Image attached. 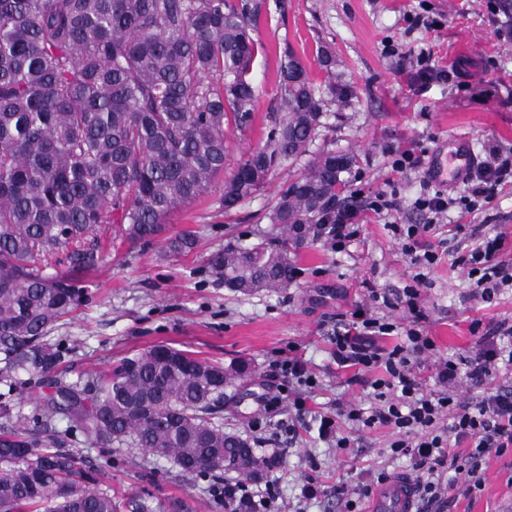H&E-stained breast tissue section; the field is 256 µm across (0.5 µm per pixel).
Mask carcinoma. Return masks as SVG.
Wrapping results in <instances>:
<instances>
[{
	"label": "carcinoma",
	"mask_w": 512,
	"mask_h": 512,
	"mask_svg": "<svg viewBox=\"0 0 512 512\" xmlns=\"http://www.w3.org/2000/svg\"><path fill=\"white\" fill-rule=\"evenodd\" d=\"M258 7L250 0H0V512H183L179 500L101 487L100 467L61 447L56 422L102 449L126 446L214 480H250L279 465L219 422L226 388L252 372L155 345L102 375L58 378L69 347L55 324L89 299L61 264L100 261L85 240L103 224L150 242L168 215L224 171L226 127L246 124ZM284 116L224 180L229 213L271 172L309 151L322 99L293 51L280 62ZM354 157L325 151L283 189L268 219L277 235L230 244L212 261L224 287L278 292L298 275L293 256L329 231ZM185 231L164 253L195 249ZM25 375L43 390L30 413L13 391Z\"/></svg>",
	"instance_id": "1"
}]
</instances>
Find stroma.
I'll return each mask as SVG.
<instances>
[{
    "label": "stroma",
    "instance_id": "1",
    "mask_svg": "<svg viewBox=\"0 0 512 512\" xmlns=\"http://www.w3.org/2000/svg\"><path fill=\"white\" fill-rule=\"evenodd\" d=\"M259 15L253 33L258 52L252 78L258 89L254 112L243 128L229 126L224 172L194 202L178 207L167 219L169 234L195 233L191 253L163 257L162 245L132 244L113 238L112 225L100 227L102 260L89 271L74 272L91 298L57 323L52 334L71 349L68 379L111 370L120 359L156 344L188 350L221 364L250 360L254 371L228 389L224 428L248 439H264L256 455H277L278 466L264 480L279 489L276 512H297L300 487L315 478L324 494L307 512H337L336 489L345 487L366 506L359 488L375 473L411 474L409 460L392 458V430L378 425L351 436L342 450L318 440L316 431H301L289 443L288 401L263 415L260 400L277 391L280 365L289 351L307 362L316 381L307 407L312 414H334L337 403L364 408L373 403L371 374L338 367L333 347L318 330L325 321L349 315L357 304H369L370 290L396 295L412 285L415 273L402 255L384 218L361 216L360 235L337 253L317 241L299 251L296 280L285 290L243 295L217 280L211 258L228 243L249 244L270 235L266 215L288 180L300 174L311 158L324 151L355 157L348 186L338 207H358L375 194L396 192L402 205L401 224L423 223L413 209L425 193L423 171L402 176L392 169V152L411 143L431 151L437 141L456 132L468 135L478 159L493 143L512 152V36L500 35L507 16L503 0H253ZM305 62L323 101V124L307 155L274 169L265 185L231 213L220 207L224 178L248 153L263 146L282 117L280 60L285 50ZM432 51L440 65L453 70L450 80L422 84L403 55ZM479 224L488 235L512 238V185L491 205L470 214L451 208L425 237L436 246L439 260L427 272L419 305L424 329L441 358L468 355L478 338L471 325L491 327L512 322V288L490 304L475 297L454 267L456 251L466 240L454 236L458 223ZM67 448L80 450L102 465L104 485L120 495L149 491L183 501L188 512H213L208 483L182 476L170 461L138 448L102 450L71 435L57 423ZM483 486L467 493L457 484L443 506L425 512H512V453L489 456L482 466Z\"/></svg>",
    "mask_w": 512,
    "mask_h": 512
}]
</instances>
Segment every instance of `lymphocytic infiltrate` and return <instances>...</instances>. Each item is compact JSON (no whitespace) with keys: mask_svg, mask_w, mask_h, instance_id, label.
<instances>
[{"mask_svg":"<svg viewBox=\"0 0 512 512\" xmlns=\"http://www.w3.org/2000/svg\"><path fill=\"white\" fill-rule=\"evenodd\" d=\"M488 157L469 176L464 195L450 198L442 191L423 194L414 207L424 218L421 224H395L391 230L402 241V252L418 270L417 281L437 261L426 249L422 238L448 209L460 207L472 212L493 198L499 186L512 178V158L503 157L499 146H490ZM457 232L472 245L459 263L473 288L484 302H492L499 293L512 288V263H504L507 249L505 234L493 236L482 232L480 225L460 224ZM416 289L406 292V304L413 313L405 329L403 343L379 348L375 337L386 336L396 329L385 318L357 308L350 320H337L330 330L337 366L361 371L383 369L381 378L371 381L374 408L358 406L337 408L335 416H316L319 439L346 449L349 437L339 432V420H347L352 429L363 431L381 424L391 427L394 439L389 448L393 457L408 458L417 476L414 480L418 500L430 504L452 489L456 481L467 483L469 490L482 486V465L489 455H502L512 449V385H495L500 370L512 369V324L499 323L479 338L473 354L439 361L434 388L423 391L415 368L436 344L424 334L417 310ZM477 388L476 396L462 400L457 390L462 385ZM468 444L466 455L451 453L452 445Z\"/></svg>","mask_w":512,"mask_h":512,"instance_id":"f902f5d3","label":"lymphocytic infiltrate"}]
</instances>
